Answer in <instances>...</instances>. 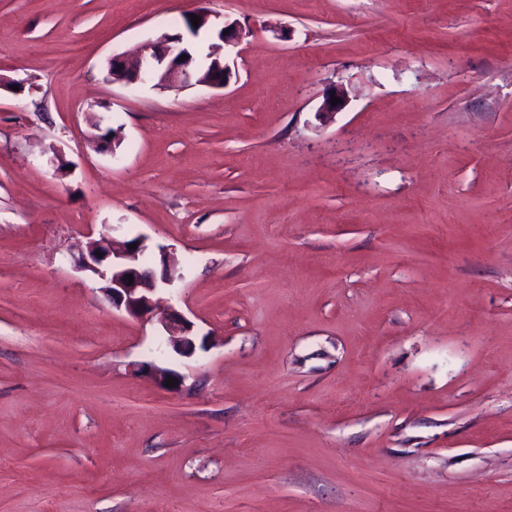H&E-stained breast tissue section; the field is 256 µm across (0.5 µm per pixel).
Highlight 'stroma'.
Wrapping results in <instances>:
<instances>
[{"instance_id": "1", "label": "stroma", "mask_w": 512, "mask_h": 512, "mask_svg": "<svg viewBox=\"0 0 512 512\" xmlns=\"http://www.w3.org/2000/svg\"><path fill=\"white\" fill-rule=\"evenodd\" d=\"M198 10L227 86L108 81ZM0 512H512V0H0ZM133 243L136 246L130 249ZM144 250L142 239L135 238L116 247L110 237L101 235L97 239L89 238L85 249L73 262L77 270L89 272L101 281L100 290L112 308L135 318L156 317L173 351L191 355L196 349L193 322L173 305L159 308L154 299L158 290L172 287L182 276L170 264L163 247L158 254L159 271L143 264ZM128 275H132V285H129ZM136 371L141 373L144 377L150 379L153 383L165 390L175 391L178 390L183 382L182 377L176 372L167 369L168 371H163L164 368H160L152 362H141L138 364H134ZM168 377H172V379L178 380V384L173 387H168L165 385V382Z\"/></svg>"}]
</instances>
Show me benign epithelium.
I'll use <instances>...</instances> for the list:
<instances>
[{
    "label": "benign epithelium",
    "mask_w": 512,
    "mask_h": 512,
    "mask_svg": "<svg viewBox=\"0 0 512 512\" xmlns=\"http://www.w3.org/2000/svg\"><path fill=\"white\" fill-rule=\"evenodd\" d=\"M200 22L194 27L190 18H184L188 32L196 37L200 30L207 28L216 30L219 43L210 45L209 57H220L218 69L205 73L196 64L194 50L184 42L180 34L160 37L146 42L140 54L134 59H128L119 54L109 61V75L114 82L126 84L144 83L152 79L155 72H162V77L170 85H186L190 81L214 88L225 87L231 77V70L223 61L225 55L221 50L228 46L238 45L245 33L236 22H225L217 29L210 21V13L197 12ZM186 60H180V57ZM134 248H129L126 241L121 246L113 245L112 239L106 235L91 238L85 249L73 259L74 266L81 272H89L102 283L101 292L117 310H123L135 318H157L169 345L178 354L191 355L196 349L194 323L174 306L158 307L154 299L160 289L170 288L181 278V274L170 264L166 250L159 249V258L155 270L143 264L141 257L144 253L143 240L133 239ZM136 371L162 389L173 391L181 387L182 377L176 372L163 371L152 362H141L135 365ZM178 381L173 387L165 385L167 378Z\"/></svg>",
    "instance_id": "1"
}]
</instances>
